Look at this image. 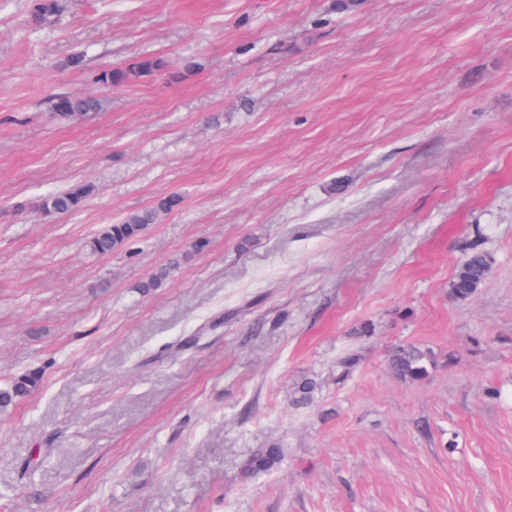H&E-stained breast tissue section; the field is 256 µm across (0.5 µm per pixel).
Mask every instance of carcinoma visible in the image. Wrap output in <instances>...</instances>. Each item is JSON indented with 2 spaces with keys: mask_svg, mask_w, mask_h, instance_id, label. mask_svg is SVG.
<instances>
[{
  "mask_svg": "<svg viewBox=\"0 0 512 512\" xmlns=\"http://www.w3.org/2000/svg\"><path fill=\"white\" fill-rule=\"evenodd\" d=\"M60 13L59 0H32L31 16L39 26L50 25ZM166 62L157 57H143L125 67L109 68L97 74L96 82L110 87H122L162 71ZM102 108V101L84 93L62 94L50 101V112L59 120L76 121L93 116ZM92 192L89 185L59 189L43 196L39 211L46 216H63L78 211ZM180 197L169 196L156 204L130 212L108 224L87 241V248L95 255L105 256L136 241L151 224L176 209ZM492 268V258L479 245L473 244L464 260L453 272L448 283V294L455 301L471 299L485 284ZM172 267L163 266L143 281L139 288L149 292L161 287L170 277ZM387 363L391 373L401 382L415 385L427 378L433 365L431 352L415 345H398L389 351ZM359 364L354 353H345L336 360V383L344 382ZM44 373L40 368H30L13 375L0 385V412H6L17 403L37 393L43 386ZM320 383L313 377L300 378L292 388L291 402L296 407L314 403ZM288 449L279 442H272L257 449L245 464L249 475L269 474L278 470L285 461Z\"/></svg>",
  "mask_w": 512,
  "mask_h": 512,
  "instance_id": "cac0c4a2",
  "label": "carcinoma"
}]
</instances>
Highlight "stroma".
I'll return each instance as SVG.
<instances>
[{
    "label": "stroma",
    "instance_id": "35a3bbf8",
    "mask_svg": "<svg viewBox=\"0 0 512 512\" xmlns=\"http://www.w3.org/2000/svg\"><path fill=\"white\" fill-rule=\"evenodd\" d=\"M30 4L0 0V382L45 376L0 414V512H512V0H63L50 27ZM146 56L166 71L95 80ZM72 91L102 110L55 119ZM474 242L492 270L457 302ZM400 343L423 383L389 371ZM92 192L89 185L59 189L43 196L39 201V211L46 216H63L78 211L86 197ZM181 203L179 196H169L153 206L130 212L108 224L87 241V248L95 255L105 256L136 241L151 224H157L160 217L176 209ZM387 363L398 380L415 385L427 378L434 362L430 351L415 345H398L389 351ZM320 383L313 377L303 376L292 388L291 402L296 407H307L314 403ZM287 454L288 449L282 443L272 442L251 455L245 464V472L249 475L272 473L282 466Z\"/></svg>",
    "mask_w": 512,
    "mask_h": 512
}]
</instances>
